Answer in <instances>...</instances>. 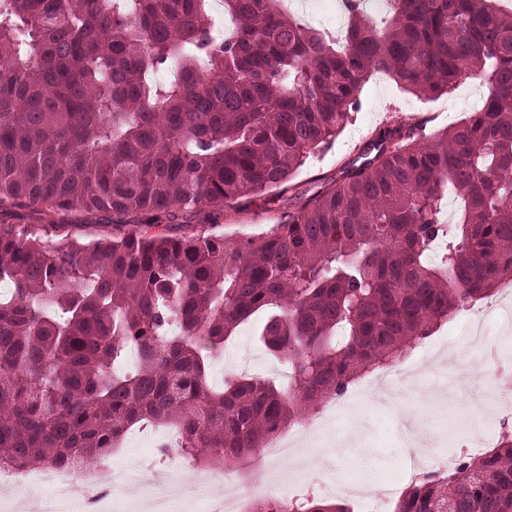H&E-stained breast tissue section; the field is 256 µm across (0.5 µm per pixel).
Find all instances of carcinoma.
I'll use <instances>...</instances> for the list:
<instances>
[{
  "label": "carcinoma",
  "instance_id": "1",
  "mask_svg": "<svg viewBox=\"0 0 512 512\" xmlns=\"http://www.w3.org/2000/svg\"><path fill=\"white\" fill-rule=\"evenodd\" d=\"M206 2L0 0V213L60 216L0 224V461L18 470L36 454L93 471L141 422L232 467L512 279V10L387 0L380 29L343 0L340 40L278 0H223L236 25L216 42ZM379 71L418 98L486 93L429 144L389 121L257 240L191 228L289 190ZM259 311L291 383L214 389L211 351ZM292 512L352 509L310 495ZM394 512H512V435L411 482Z\"/></svg>",
  "mask_w": 512,
  "mask_h": 512
}]
</instances>
